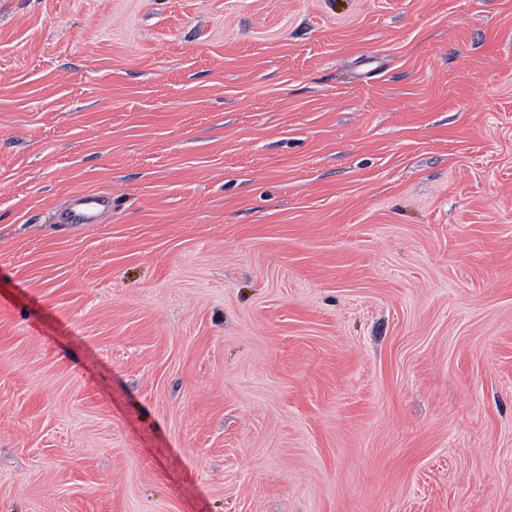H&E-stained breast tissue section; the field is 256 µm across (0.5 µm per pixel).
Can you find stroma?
Wrapping results in <instances>:
<instances>
[{
  "label": "stroma",
  "instance_id": "1",
  "mask_svg": "<svg viewBox=\"0 0 512 512\" xmlns=\"http://www.w3.org/2000/svg\"><path fill=\"white\" fill-rule=\"evenodd\" d=\"M0 512H512V0H0ZM109 196L88 194L76 198L73 207L66 213L64 221L67 224H93L96 223L98 211Z\"/></svg>",
  "mask_w": 512,
  "mask_h": 512
}]
</instances>
